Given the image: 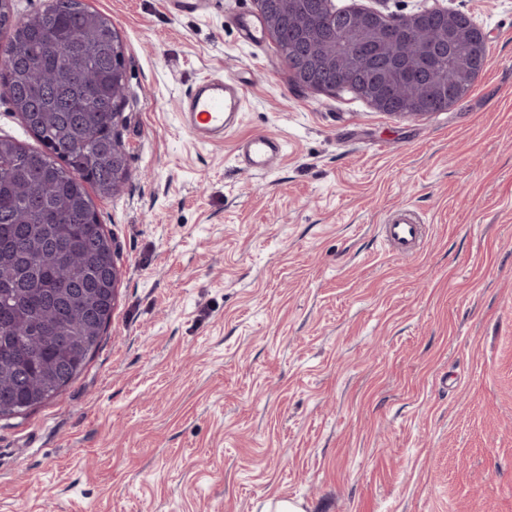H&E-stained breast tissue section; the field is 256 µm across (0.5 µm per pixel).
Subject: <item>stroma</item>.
Masks as SVG:
<instances>
[{"mask_svg":"<svg viewBox=\"0 0 512 512\" xmlns=\"http://www.w3.org/2000/svg\"><path fill=\"white\" fill-rule=\"evenodd\" d=\"M440 2L488 64L399 119L296 87L240 36L255 0H87L126 47L129 177L91 196L122 275L85 371L0 420V512H512V0ZM225 75L239 123L200 143L179 103ZM401 207L410 257L379 236ZM238 158L250 171L262 172L271 168L282 154V143L278 138L265 134H256L243 142ZM423 225L413 217L408 207L390 213L381 228L384 245L395 255L412 256L423 236Z\"/></svg>","mask_w":512,"mask_h":512,"instance_id":"1","label":"stroma"}]
</instances>
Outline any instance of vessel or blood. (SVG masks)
Segmentation results:
<instances>
[{
	"label": "vessel or blood",
	"mask_w": 512,
	"mask_h": 512,
	"mask_svg": "<svg viewBox=\"0 0 512 512\" xmlns=\"http://www.w3.org/2000/svg\"><path fill=\"white\" fill-rule=\"evenodd\" d=\"M244 100V85L238 80H204L185 96L181 104L184 124L198 140L208 142L223 138L235 127ZM281 154L279 139L265 133L250 137L239 147L241 163L254 172L268 170ZM422 236V224L407 207L390 213L381 228L384 245L390 252L402 257L416 252Z\"/></svg>",
	"instance_id": "obj_1"
}]
</instances>
